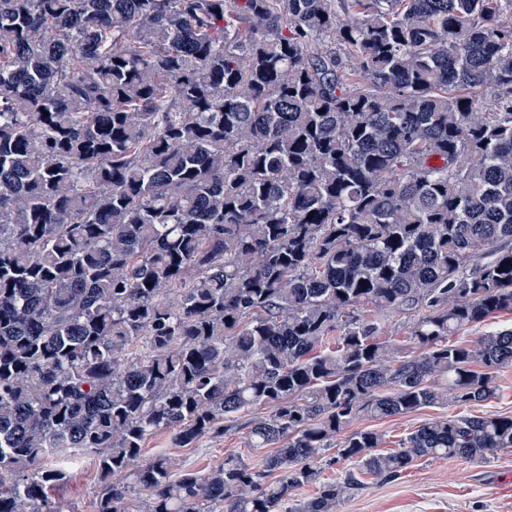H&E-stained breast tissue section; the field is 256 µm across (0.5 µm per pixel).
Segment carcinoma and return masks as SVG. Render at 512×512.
I'll return each mask as SVG.
<instances>
[{"label": "carcinoma", "mask_w": 512, "mask_h": 512, "mask_svg": "<svg viewBox=\"0 0 512 512\" xmlns=\"http://www.w3.org/2000/svg\"><path fill=\"white\" fill-rule=\"evenodd\" d=\"M505 311L512 0H0V512H62L63 448L96 512H337L486 460L512 416L345 430L494 397L512 326L449 338ZM256 406L258 465L143 459ZM64 464L70 478L53 490L52 497L61 502L65 512H96L99 485L98 456L95 454L66 459Z\"/></svg>", "instance_id": "cac0c4a2"}]
</instances>
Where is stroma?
<instances>
[{
    "label": "stroma",
    "instance_id": "1",
    "mask_svg": "<svg viewBox=\"0 0 512 512\" xmlns=\"http://www.w3.org/2000/svg\"><path fill=\"white\" fill-rule=\"evenodd\" d=\"M440 412L425 408L387 419L362 418L351 428L379 431L384 436V449L390 450L412 429ZM247 432L240 420L224 435L204 438L196 448L175 447L169 433L162 432L146 441L145 455H164L174 470L198 473L223 464L231 456L260 460V451L248 445ZM65 465L70 477L53 489V498L61 502L64 512H96L100 481L97 455L69 459ZM338 512H512V448L487 461L422 459L394 482L365 477L363 488L346 499Z\"/></svg>",
    "mask_w": 512,
    "mask_h": 512
}]
</instances>
